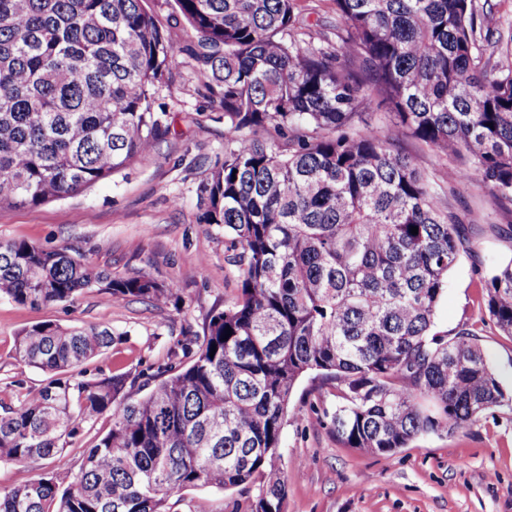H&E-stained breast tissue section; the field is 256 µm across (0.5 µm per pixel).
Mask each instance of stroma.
<instances>
[{
	"instance_id": "35a3bbf8",
	"label": "stroma",
	"mask_w": 512,
	"mask_h": 512,
	"mask_svg": "<svg viewBox=\"0 0 512 512\" xmlns=\"http://www.w3.org/2000/svg\"><path fill=\"white\" fill-rule=\"evenodd\" d=\"M177 51L169 84L157 93L168 114V133L113 179L76 195L36 207L0 208V240H25L65 248L115 277L148 273L175 283L179 300L156 306L138 300H108L92 290L69 302L43 307L0 298V400L13 403V380L25 389L42 386L46 375L20 363L16 336L31 325H101L121 340L96 358L92 369L135 377L127 394L146 393L140 373L173 362L188 336L203 335L212 312L238 295L236 269L227 262L223 229L198 223L197 188L224 158V113L208 88V74L192 56L194 42L174 0H146ZM443 190L449 211L469 228L477 249L448 274V288L434 318L444 332L468 323L476 334L505 397L468 428L427 433L390 456L349 448L337 440L330 418L336 390L317 373L295 384L281 434L282 465L288 471L283 512H512V335L489 319L478 272L490 273L512 260V204L496 203L490 189L449 183L448 163L427 146L398 138ZM255 487L182 492L184 512L205 505L231 512Z\"/></svg>"
}]
</instances>
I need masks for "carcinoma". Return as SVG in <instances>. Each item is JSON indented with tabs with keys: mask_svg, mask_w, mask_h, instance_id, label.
Listing matches in <instances>:
<instances>
[{
	"mask_svg": "<svg viewBox=\"0 0 512 512\" xmlns=\"http://www.w3.org/2000/svg\"><path fill=\"white\" fill-rule=\"evenodd\" d=\"M332 2L334 47L297 31L298 0H175L224 110L199 223L224 226L240 295L186 343L188 364L140 372L161 381L133 402L128 374L86 368L120 340L112 328L23 329L16 358L47 378L0 401V462L50 458L56 472L0 488V512H175L183 490L244 484L257 494L235 512H283L281 433L307 372L336 387V437L375 455L463 430L504 399L470 328L433 331L474 244L440 186L370 131L384 105L395 130L455 161L448 181L512 202V69L480 44L499 18L475 0ZM176 63L143 0H0V206L63 198L149 151L168 130L156 93ZM483 282L512 335V261ZM95 288L154 305L177 292L66 248L0 242L1 298L45 306ZM102 417L109 430L74 465L65 445Z\"/></svg>",
	"mask_w": 512,
	"mask_h": 512,
	"instance_id": "cac0c4a2",
	"label": "carcinoma"
}]
</instances>
